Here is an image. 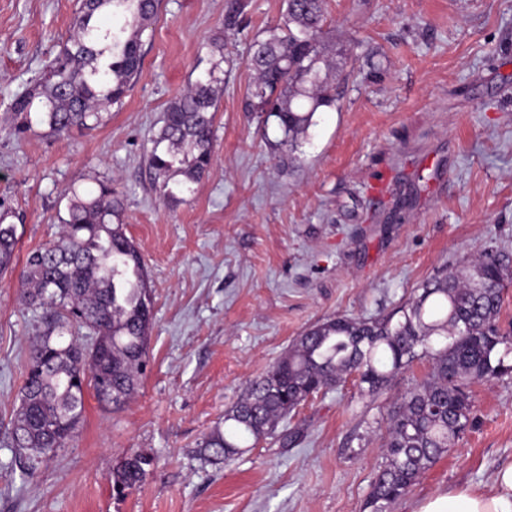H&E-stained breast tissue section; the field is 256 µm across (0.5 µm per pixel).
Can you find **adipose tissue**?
Returning a JSON list of instances; mask_svg holds the SVG:
<instances>
[{
  "mask_svg": "<svg viewBox=\"0 0 512 512\" xmlns=\"http://www.w3.org/2000/svg\"><path fill=\"white\" fill-rule=\"evenodd\" d=\"M415 512H512V462L495 472L487 490L454 487L423 500Z\"/></svg>",
  "mask_w": 512,
  "mask_h": 512,
  "instance_id": "adipose-tissue-1",
  "label": "adipose tissue"
}]
</instances>
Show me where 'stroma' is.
<instances>
[{
  "instance_id": "1",
  "label": "stroma",
  "mask_w": 512,
  "mask_h": 512,
  "mask_svg": "<svg viewBox=\"0 0 512 512\" xmlns=\"http://www.w3.org/2000/svg\"><path fill=\"white\" fill-rule=\"evenodd\" d=\"M161 0L142 37L141 73L92 131L18 136L11 102L70 35L79 0H0V213L16 225L17 264L0 275V425L17 405L41 313L17 301L30 251L56 241L66 188L111 179L123 229L154 290L148 364L119 410L85 393L66 447L22 475L0 447V512H362L385 462L388 414L429 378L422 358L373 398L357 375L282 422L229 465L198 445L248 383L297 336L337 315L376 317L487 245L512 254V0H325L322 54L334 106L297 151L245 112L249 44L283 0ZM224 39L214 156L179 200L154 183L151 139L169 102L209 68ZM389 172L381 194L376 173ZM474 423L394 512L457 486L486 488L512 461V375L471 384ZM133 451L154 467L119 494L112 471Z\"/></svg>"
}]
</instances>
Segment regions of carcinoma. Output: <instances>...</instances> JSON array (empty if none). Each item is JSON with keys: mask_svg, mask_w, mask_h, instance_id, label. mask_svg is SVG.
I'll return each instance as SVG.
<instances>
[{"mask_svg": "<svg viewBox=\"0 0 512 512\" xmlns=\"http://www.w3.org/2000/svg\"><path fill=\"white\" fill-rule=\"evenodd\" d=\"M160 0H81L70 36L43 77L11 103L15 131L42 125L52 133L97 128L101 101L118 103L142 64V36ZM324 0H285L282 24L255 38L249 67L255 80L244 111L275 119L277 146L293 153L316 112L336 102L321 74ZM211 67L162 114L148 165L154 180L179 185L202 179L213 161L215 85L224 39L210 44ZM58 241L32 251L18 301L43 309L14 418L0 426V445L30 474L37 460L65 447L83 420L85 388L122 408L147 359L153 296L142 255L122 228L123 196L112 182L66 192ZM17 227L0 218V272L13 264ZM512 285V256L483 248L460 267L438 274L389 315L334 316L306 329L245 395L224 412V427L202 441L208 462H229L277 435L288 415L308 399L335 389L353 373L363 396H376L401 369L428 357L431 377L405 396L390 416L386 463L377 471L365 512H394L414 485L472 424L469 386L512 373V336L498 325L504 291ZM89 330L88 336L74 329ZM152 459L126 458L112 473L123 494L146 478Z\"/></svg>", "mask_w": 512, "mask_h": 512, "instance_id": "cac0c4a2", "label": "carcinoma"}]
</instances>
